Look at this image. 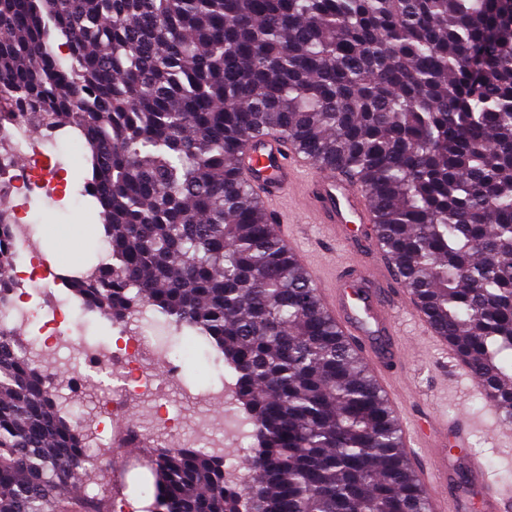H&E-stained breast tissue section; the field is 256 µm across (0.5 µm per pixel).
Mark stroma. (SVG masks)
<instances>
[{"instance_id":"stroma-1","label":"stroma","mask_w":512,"mask_h":512,"mask_svg":"<svg viewBox=\"0 0 512 512\" xmlns=\"http://www.w3.org/2000/svg\"><path fill=\"white\" fill-rule=\"evenodd\" d=\"M27 206L34 221L31 247L20 250L18 259L25 261L35 254L51 266L73 270H86L97 264V255L102 250V227L91 206L59 209L39 194L32 195ZM281 210L299 246L324 267L326 275H333L344 257L343 245L331 239L322 225L311 223L297 197L282 203ZM401 331L416 346L413 361L405 370L409 385L404 416L418 417L430 411L451 421L462 415L479 421L469 450L482 459L497 484L512 489V452L503 448L494 411L479 392L470 390L469 379L456 370L448 350L419 335L410 320L402 321ZM152 447V440L144 436L138 446L114 448L113 456L126 462L127 468L92 471L96 503L108 505L122 498L129 503L128 512H142L148 503L146 493L152 488V475L145 464Z\"/></svg>"}]
</instances>
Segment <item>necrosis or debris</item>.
Returning a JSON list of instances; mask_svg holds the SVG:
<instances>
[{
	"instance_id": "necrosis-or-debris-1",
	"label": "necrosis or debris",
	"mask_w": 512,
	"mask_h": 512,
	"mask_svg": "<svg viewBox=\"0 0 512 512\" xmlns=\"http://www.w3.org/2000/svg\"><path fill=\"white\" fill-rule=\"evenodd\" d=\"M29 134L26 107L0 114V192L25 197L37 191L49 198L65 196V179L53 162L50 147L72 143V136L60 134L55 128L47 130L42 137L46 148L40 162L22 168L17 160L32 147ZM10 280L12 302L4 314L6 321L16 327L33 325L38 329L37 346L21 345L20 356L53 369L64 368L74 379L87 377L97 369L105 373L109 397L97 401L83 423L89 434L90 462L108 457L105 420L109 405L121 407L130 400L141 407L138 428L148 430L153 440L162 445L210 452L247 445L252 428L236 408L231 376H224L219 385L207 389L203 397L188 402L179 412H171L172 395L182 388L177 350L146 336L133 321L114 324L117 335L125 341L121 348L114 350L87 339L75 318L72 301L62 294L67 282L65 274H50L16 263L10 270ZM63 349L69 355L64 366L58 362ZM211 405L223 406L220 422L210 419L207 408ZM185 422L195 427L192 437L182 433Z\"/></svg>"
}]
</instances>
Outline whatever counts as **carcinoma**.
<instances>
[{
  "label": "carcinoma",
  "mask_w": 512,
  "mask_h": 512,
  "mask_svg": "<svg viewBox=\"0 0 512 512\" xmlns=\"http://www.w3.org/2000/svg\"><path fill=\"white\" fill-rule=\"evenodd\" d=\"M0 96L81 131L108 257L74 297L120 321L147 305L235 375L245 478L171 448L148 512H431L243 172L262 133L357 179L401 287L512 424V0H0ZM17 336L0 323V512H76L86 433Z\"/></svg>",
  "instance_id": "obj_1"
}]
</instances>
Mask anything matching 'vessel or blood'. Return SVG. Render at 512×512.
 I'll list each match as a JSON object with an SVG mask.
<instances>
[{
	"instance_id": "1",
	"label": "vessel or blood",
	"mask_w": 512,
	"mask_h": 512,
	"mask_svg": "<svg viewBox=\"0 0 512 512\" xmlns=\"http://www.w3.org/2000/svg\"><path fill=\"white\" fill-rule=\"evenodd\" d=\"M245 167L264 200L291 192L305 196L316 223L347 246L350 260L332 286L321 285L317 268L308 273L319 284L325 309L374 370L392 408L401 410L405 395L397 373L413 349L402 336L400 318L409 316L425 335H433L434 329L416 304L394 288L392 268L378 256L362 192L341 172L312 165L272 134L258 136L246 148ZM405 431L432 512H512V499L496 491L480 458L468 452L465 421L451 424L429 415L407 420Z\"/></svg>"
}]
</instances>
